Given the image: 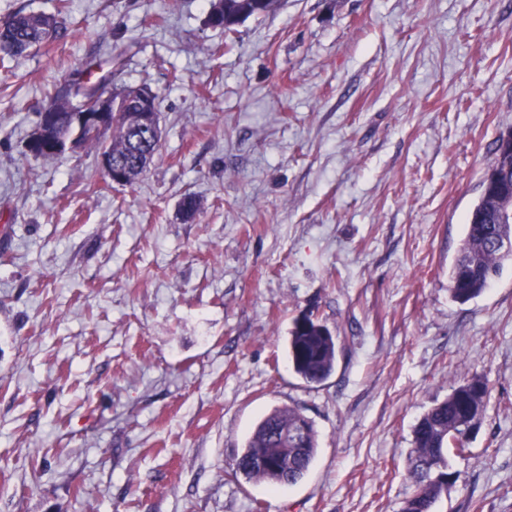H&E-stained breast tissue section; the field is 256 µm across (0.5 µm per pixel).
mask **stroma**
<instances>
[{
    "label": "stroma",
    "mask_w": 512,
    "mask_h": 512,
    "mask_svg": "<svg viewBox=\"0 0 512 512\" xmlns=\"http://www.w3.org/2000/svg\"><path fill=\"white\" fill-rule=\"evenodd\" d=\"M0 0L65 36L0 58V512H399L413 429L487 377L436 512H512V263L461 304L459 254L512 129V0ZM117 55L158 96L144 178L27 148L57 84ZM197 212L184 218V198ZM334 372L288 364L296 318ZM318 433L296 484L231 464L272 409ZM279 5L280 0H211L207 23L232 32L247 18L272 13ZM336 353V338L327 325L309 317L295 322L288 339V360L301 379L307 383L327 379L334 371Z\"/></svg>",
    "instance_id": "1"
}]
</instances>
